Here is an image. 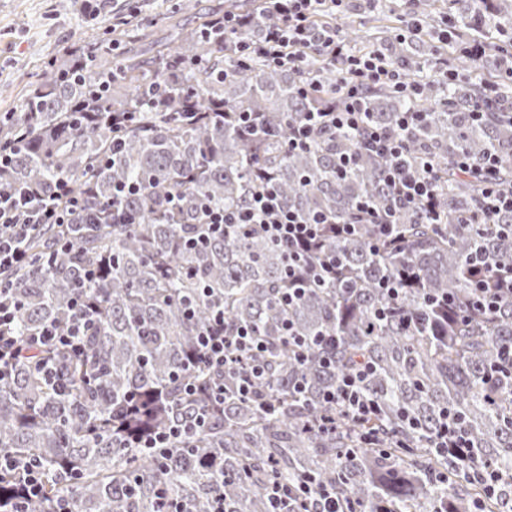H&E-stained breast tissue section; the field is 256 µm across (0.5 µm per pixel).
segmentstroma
<instances>
[{
    "label": "stroma",
    "mask_w": 512,
    "mask_h": 512,
    "mask_svg": "<svg viewBox=\"0 0 512 512\" xmlns=\"http://www.w3.org/2000/svg\"><path fill=\"white\" fill-rule=\"evenodd\" d=\"M230 0H110L113 13L127 16L136 37L116 47V58H150L164 48L178 27L195 28L214 12L226 10ZM388 13L363 4L337 16L339 25L368 31L386 27L390 36L405 33L411 11H418L426 30L444 27L448 0H394ZM103 15L82 10L79 0H0V115L18 110L23 95L36 82L45 62L58 50L78 46L101 35Z\"/></svg>",
    "instance_id": "35a3bbf8"
}]
</instances>
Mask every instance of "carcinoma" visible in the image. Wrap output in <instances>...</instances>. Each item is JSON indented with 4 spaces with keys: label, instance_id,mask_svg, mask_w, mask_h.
<instances>
[{
    "label": "carcinoma",
    "instance_id": "1",
    "mask_svg": "<svg viewBox=\"0 0 512 512\" xmlns=\"http://www.w3.org/2000/svg\"><path fill=\"white\" fill-rule=\"evenodd\" d=\"M495 32L512 27V3L504 2L484 21ZM124 35L107 25V37L65 51L44 69L18 112L0 119V186H31L49 202L65 180L77 196L92 189L85 210L70 217L83 230L62 249L63 224H36L28 260L0 271V289L16 303L18 335L63 321L83 300L99 312L72 356L53 349L0 379V454L37 462L44 470L42 498L30 512H271L268 480L290 485L304 476L336 488L361 512H469L475 499L485 512L512 507V374L491 367L512 346V300L490 323L450 325L448 314L426 306L427 293L448 291L465 298L471 290L469 261L512 265V237L496 224H461L475 209L484 183L480 175L458 174L453 160L466 155L479 167L485 155L500 157L501 187L512 186V119L495 112L474 115L484 84L457 81L431 85L410 102L387 88L368 93L370 120L393 128L410 108L429 113L408 137L411 161L430 160L439 174L441 223L417 210L398 215L399 247H383L369 224L354 235L327 241L347 265L348 283L310 289L288 308L285 251L255 230L230 237L194 240L203 232L202 209H232L248 197L259 172L276 182L285 205L306 214L323 212L344 223L358 201L382 200L384 185L376 159L360 155L345 174L338 158L358 149L354 132L326 133L308 150L286 148L288 128L309 111L299 92L318 89L329 100L336 73L309 51L298 69L261 63L239 66L224 42L203 37L202 28L182 31L178 44L157 57L128 58L115 69L112 46ZM348 43L366 53L387 41L354 33ZM430 41L398 42L387 52L408 65ZM497 72L512 61L499 44H488ZM202 60L204 76L193 62ZM166 85L168 97L144 96L150 84ZM127 112L120 128L109 115ZM196 113V119L187 113ZM258 112L265 128L253 134L224 122L219 113ZM125 141L112 155V140ZM134 184L124 201L134 224L92 222L87 214L112 211V187ZM103 259L98 277L85 282L81 266ZM398 272L414 278L398 299L401 314L389 320L375 311L386 298L379 282ZM245 323L270 345L268 375L258 390L278 401L275 413L251 399L227 397L187 444L150 456L136 447L141 435L172 419L200 414L202 403L185 384H205L191 353L212 309ZM311 339L333 334V350L313 349L303 360L288 346L285 326ZM55 357L66 392L46 382L38 362ZM359 363L370 364L364 392L380 414L361 425L338 418L334 434L305 426L324 411L323 392ZM301 384L305 392L297 394ZM144 410L127 415L128 400ZM459 419L470 439L469 459L494 463L503 473L502 495L488 499L470 471L437 456L431 437L445 414Z\"/></svg>",
    "mask_w": 512,
    "mask_h": 512
}]
</instances>
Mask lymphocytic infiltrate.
Instances as JSON below:
<instances>
[{
	"instance_id": "obj_1",
	"label": "lymphocytic infiltrate",
	"mask_w": 512,
	"mask_h": 512,
	"mask_svg": "<svg viewBox=\"0 0 512 512\" xmlns=\"http://www.w3.org/2000/svg\"><path fill=\"white\" fill-rule=\"evenodd\" d=\"M272 9L260 36L246 35L251 17L224 13L207 23V36L223 39L230 45L238 62L263 61L276 67H300L306 50L315 48L326 57L336 73L333 100L322 102L305 115L288 133L289 151H304L320 134L336 130H352L359 135V152L373 155L379 162L390 201L383 207L361 201L355 207L354 219L336 223L323 213L300 216L285 208L276 191L275 179L259 176L252 184L244 205L225 210L208 208L204 219L206 233L235 234L250 225H257L263 236L288 253L287 286L282 293L285 306H292L305 294L309 285L342 282L347 278L342 261L322 248L326 237L345 238L353 235L361 224L375 225L382 243H397L396 216L404 209L425 212L431 223H438L441 214L438 202V174L430 161L410 164L406 130L424 123L427 112L410 110L401 114L393 128L371 122L365 102L373 87H385L409 99L424 95L422 83L411 80L405 65L395 63L382 50L352 53L339 29H322L315 21L323 5L342 6L344 0H269ZM485 187L471 224L493 223L502 211H512V192L499 185V159L489 156L480 168ZM59 195L64 206L39 204L31 199L28 189L0 192V268L17 266L26 258L25 241L30 225L63 224L71 210L83 207L81 199L72 197L69 184H61ZM472 291L466 300L448 295L449 312L466 321L492 320L503 311L512 297V266L489 267L478 258L470 262ZM15 306L9 296L0 295V371L12 370L22 363L30 346L55 347L70 353L83 348L84 335L94 320L92 310L76 305L68 322L43 324L31 335L14 333ZM194 353L199 364L211 372L236 375L235 391L239 397L257 401L264 411L272 406L260 399L257 384L267 371L268 343L247 325L225 321L223 311H213L211 321L197 336ZM365 366H358L340 378L336 388L324 392L322 400L328 407L340 408L352 422L364 423L376 415L378 407L362 391ZM0 471L15 475L17 490L23 500L41 496L44 474L33 460L0 455ZM274 512H353L348 498L335 488L313 480L304 481L295 489L279 482L264 488Z\"/></svg>"
}]
</instances>
